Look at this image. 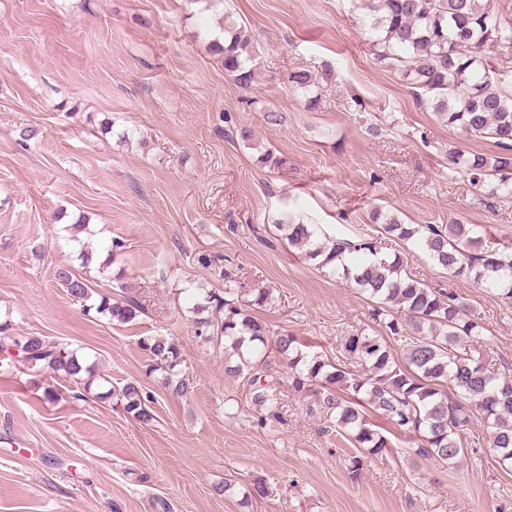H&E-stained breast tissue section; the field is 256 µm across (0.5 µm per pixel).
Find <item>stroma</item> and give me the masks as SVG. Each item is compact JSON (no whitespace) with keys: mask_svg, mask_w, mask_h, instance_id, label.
<instances>
[{"mask_svg":"<svg viewBox=\"0 0 512 512\" xmlns=\"http://www.w3.org/2000/svg\"><path fill=\"white\" fill-rule=\"evenodd\" d=\"M228 15L254 40L246 90L207 48ZM372 23L365 0H0V319L154 398L143 423L65 377L0 368V512H159L160 498L171 512H512V465L496 461L483 423L455 464L403 439L354 475L356 448L309 413L279 358L268 380L282 419L264 425L223 351L194 335L184 288L220 290L228 276L270 288L256 317L328 358L342 336L379 334L365 293L272 235L285 211L330 236L377 232L379 209L512 242V196L448 168L449 149L494 143L443 123L380 64ZM300 69L317 78L311 93L287 81ZM24 127L37 136L21 141ZM267 149L282 166L260 163ZM81 218L92 249L120 242L127 293L143 306L135 321L85 312L56 280L75 261L64 227ZM405 257L422 282L463 296L490 360L512 364V305L420 252ZM155 334L178 343L189 397L147 374L138 342ZM227 478L232 490L212 495ZM259 481L268 496L248 499Z\"/></svg>","mask_w":512,"mask_h":512,"instance_id":"35a3bbf8","label":"stroma"}]
</instances>
